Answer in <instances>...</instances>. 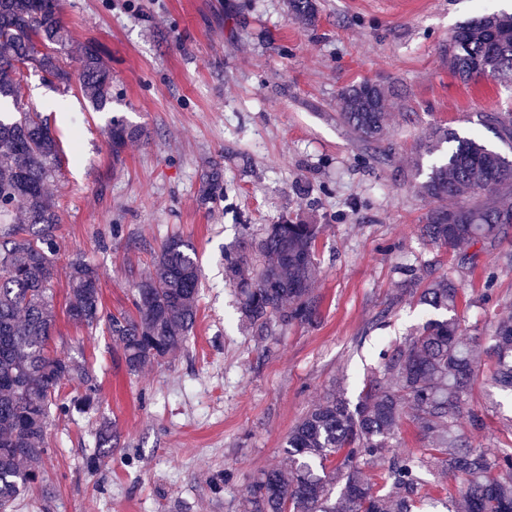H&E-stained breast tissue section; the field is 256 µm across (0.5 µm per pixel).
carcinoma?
Wrapping results in <instances>:
<instances>
[{
  "mask_svg": "<svg viewBox=\"0 0 512 512\" xmlns=\"http://www.w3.org/2000/svg\"><path fill=\"white\" fill-rule=\"evenodd\" d=\"M291 15L306 24L317 17L315 0H289ZM463 46L448 53V66L465 80L491 75L512 81V14L493 13L458 26ZM70 45L59 0H0V103L23 97L21 70L35 69L67 85L70 72L59 56ZM80 89L100 111L112 103V72L93 42L75 47ZM393 92L381 84L345 89L339 116L365 142L378 140L391 121ZM484 124L502 141H512V117L490 112ZM142 136V129L112 119V155ZM448 144L419 192L426 198L468 199L448 210H430L424 238L474 262L475 246H495L512 228V208L496 196L512 188V161L475 137L440 128L422 141L412 167ZM59 142L41 113L0 111V512L38 480L47 449L45 428L52 410L69 409L55 397L64 380L85 383V370L48 349L55 326L51 283L60 250V217L47 185L56 178ZM224 193L221 174L205 172L199 203ZM321 225L286 218L260 237H245L226 257L229 279L240 295V317L251 335L271 336L292 322L316 317L314 247ZM398 304L408 297L450 316L428 320L409 341L387 356L381 378H368L354 406L333 393L312 405L288 434L281 466L250 484L243 512H412L422 497L423 474L461 477L454 512H512V453L487 455L458 432L471 380L483 357L495 359V383L512 390V321L497 325L487 339L464 336L454 311L459 288L450 279L421 287V269L400 271ZM67 314L80 324L107 322L130 372L159 363L184 349L195 325L201 270L193 245L172 237L161 247L155 270L136 286L134 315L104 313L98 270L81 259L69 263ZM431 446L430 457L395 450L405 416ZM381 465L390 491L378 495L364 470ZM341 489H336V483Z\"/></svg>",
  "mask_w": 512,
  "mask_h": 512,
  "instance_id": "carcinoma-1",
  "label": "carcinoma"
}]
</instances>
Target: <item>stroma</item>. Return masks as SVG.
<instances>
[{
  "label": "stroma",
  "instance_id": "obj_1",
  "mask_svg": "<svg viewBox=\"0 0 512 512\" xmlns=\"http://www.w3.org/2000/svg\"><path fill=\"white\" fill-rule=\"evenodd\" d=\"M316 4L306 25L288 0H63L73 43L106 51L112 103L93 109L73 58L66 86L24 71L23 102L63 149L49 186L61 218L49 347L85 368L94 393L79 408L84 388L62 383L70 409L51 414L40 478L12 512H241L244 489L281 459L306 410L332 390L357 403L381 351L435 318L413 298L391 304L397 267L453 279L466 334L512 320V233L461 264L422 237L430 203L409 165L435 126L512 160V145L483 124L485 113H512V84L465 83L448 68L458 25L504 11V0ZM363 82L400 96L372 145L338 118L341 92ZM115 116L144 130L117 159L106 135ZM213 168L224 195L203 206L200 178ZM285 216L321 226L317 314L262 341L240 320L224 253ZM174 235L192 242L203 271L197 321L185 350L133 374L106 323L68 317L67 263L95 266L105 311L130 313L136 283ZM493 368L479 366L458 420L490 455L512 449V393Z\"/></svg>",
  "mask_w": 512,
  "mask_h": 512
}]
</instances>
